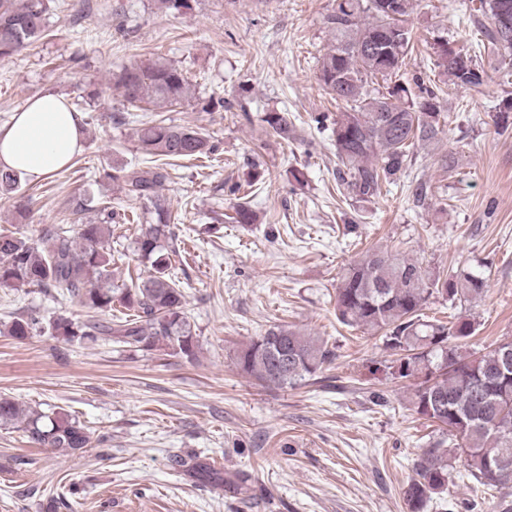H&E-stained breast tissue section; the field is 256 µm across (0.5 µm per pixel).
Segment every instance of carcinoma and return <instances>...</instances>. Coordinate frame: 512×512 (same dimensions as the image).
<instances>
[{
	"mask_svg": "<svg viewBox=\"0 0 512 512\" xmlns=\"http://www.w3.org/2000/svg\"><path fill=\"white\" fill-rule=\"evenodd\" d=\"M414 7V0H335L326 16L333 43L319 61L318 81L326 94L346 104L332 122V141L346 168L341 177L344 194L361 201L375 196L381 184L403 171L412 146L430 143L443 131L434 89L420 77L411 83L394 81L414 49L412 32L405 26ZM47 12L48 0H0L1 62L48 36ZM470 18L483 48L498 49L503 46L500 30H512V0H476ZM435 46L448 84L475 93L484 90L486 72L475 56L455 52L468 63L460 73L448 63L447 43ZM379 79L392 86L373 96L368 87ZM115 85L124 102L139 110L145 104L178 106L195 95L186 73L160 59L122 69ZM260 121L270 136L286 140L293 133L286 112H266ZM137 149L144 156L177 160L211 154L215 145L196 128L159 118L139 129ZM106 177L122 181L128 195L146 201V213L121 217L106 206L109 223H84L85 208L79 202L71 215L80 224L71 230L45 228L36 237L20 228L0 232V288H53L94 312H109L116 302L127 311L125 317L108 321L59 316L49 329L60 342L113 339L140 351L167 346L192 358L198 339L172 264L179 255L173 232L177 216L159 195L167 173L159 166H133ZM20 187L17 172L0 168V199H12ZM114 220L142 225L135 244L140 257L150 262L151 272L130 288H114L109 282ZM227 220L248 225L258 216L248 203L239 202ZM487 288L481 273L463 269L442 278L400 251L387 249L368 252L340 275L336 319L382 336L396 356L394 362L405 368L399 377L417 380L411 395L415 412L444 434L414 463L415 477L404 492L408 512H424L448 489L451 459L456 456L464 459L473 492L487 495L512 487V340L469 352L476 332L472 321L462 316L447 322L422 319L423 306L435 294L454 305L482 297ZM39 324L33 316L18 317L0 333L24 340L38 331ZM335 358L326 343L274 324L240 349L236 362L246 375L283 388L316 375ZM0 426L18 428L34 443L63 456L92 447L90 431L76 417L24 406L6 396H0ZM170 465L221 481L218 472L192 454L173 455ZM42 512H75V507L65 496H52Z\"/></svg>",
	"mask_w": 512,
	"mask_h": 512,
	"instance_id": "cac0c4a2",
	"label": "carcinoma"
}]
</instances>
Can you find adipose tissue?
<instances>
[{
  "mask_svg": "<svg viewBox=\"0 0 512 512\" xmlns=\"http://www.w3.org/2000/svg\"><path fill=\"white\" fill-rule=\"evenodd\" d=\"M83 128L62 94L37 95L0 125V167L36 180L63 170L83 148Z\"/></svg>",
  "mask_w": 512,
  "mask_h": 512,
  "instance_id": "obj_1",
  "label": "adipose tissue"
}]
</instances>
